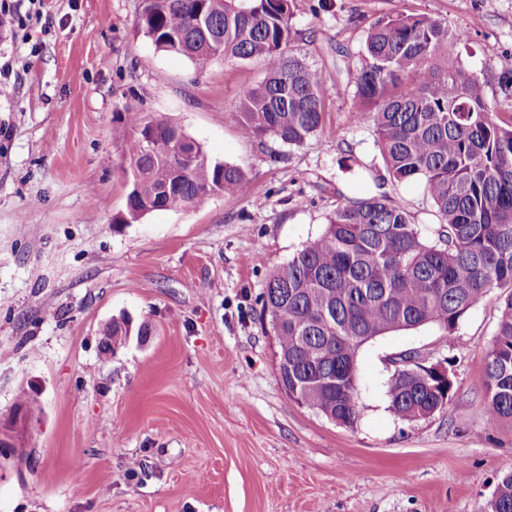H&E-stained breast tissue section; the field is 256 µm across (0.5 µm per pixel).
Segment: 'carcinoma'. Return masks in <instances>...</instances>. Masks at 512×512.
I'll list each match as a JSON object with an SVG mask.
<instances>
[{"label": "carcinoma", "instance_id": "cac0c4a2", "mask_svg": "<svg viewBox=\"0 0 512 512\" xmlns=\"http://www.w3.org/2000/svg\"><path fill=\"white\" fill-rule=\"evenodd\" d=\"M294 0H142L136 27L167 53L202 68L218 56L260 59L266 77L234 109L247 138L300 146L323 130L324 77L290 48ZM466 35L426 15L398 14L367 28L355 86L360 122L372 120L391 181L415 182L438 224L425 240L385 195L345 198L324 232L271 273L262 293L282 358L281 384L297 402L352 427L361 414L357 357L391 332L438 326L450 336L494 288L503 290L486 354V424L512 423V122L491 115L484 83L458 61ZM129 224L205 196H233L242 169L209 160L163 118L127 113ZM453 390V380H448ZM436 380L402 366L391 411L405 421L445 408ZM479 512H512V469Z\"/></svg>", "mask_w": 512, "mask_h": 512}]
</instances>
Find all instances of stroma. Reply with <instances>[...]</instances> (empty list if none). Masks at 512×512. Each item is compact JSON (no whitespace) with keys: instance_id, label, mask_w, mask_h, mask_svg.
<instances>
[{"instance_id":"35a3bbf8","label":"stroma","mask_w":512,"mask_h":512,"mask_svg":"<svg viewBox=\"0 0 512 512\" xmlns=\"http://www.w3.org/2000/svg\"><path fill=\"white\" fill-rule=\"evenodd\" d=\"M0 16V512H478L512 468V426L485 423L497 291L453 336L434 325L361 347V416L345 427L281 385L260 317L271 271L319 236L342 198L385 195L431 238L414 183L379 180L351 74L366 25L425 14L463 31L461 65L493 118H512V0H295L294 52L324 78L325 123L303 145L241 135L234 109L265 70L197 68L136 27L142 0H6ZM181 126L239 166L234 197L129 224L121 123ZM148 326L112 355L105 326ZM452 362L449 406L407 422L389 408L393 357Z\"/></svg>"}]
</instances>
